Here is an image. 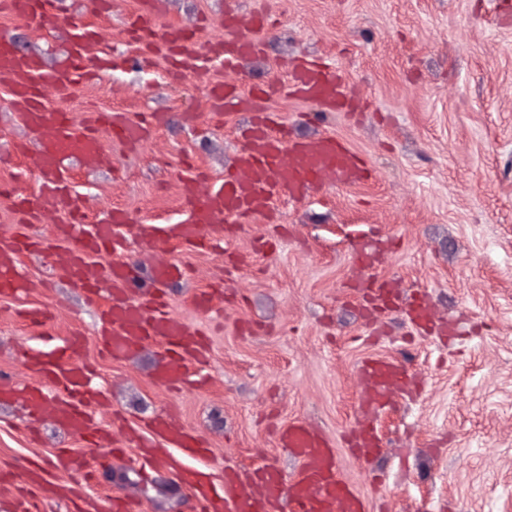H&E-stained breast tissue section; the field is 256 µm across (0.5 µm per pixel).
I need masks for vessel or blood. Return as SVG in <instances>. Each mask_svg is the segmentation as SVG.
<instances>
[{
  "label": "vessel or blood",
  "mask_w": 512,
  "mask_h": 512,
  "mask_svg": "<svg viewBox=\"0 0 512 512\" xmlns=\"http://www.w3.org/2000/svg\"><path fill=\"white\" fill-rule=\"evenodd\" d=\"M52 0H0V9L32 22L45 19ZM269 24L265 16H255L249 25H241L235 9L224 14L223 41L209 45L211 54L221 57L225 66L235 67L262 50V37ZM93 35L87 29L70 31L65 40L62 60L47 66L41 55H20L6 37H0V75L10 80L12 106L34 138L40 139L41 193L43 202L64 204L67 171L64 160L77 154L88 168L102 157L100 138L95 130L97 116H90L83 129H75L66 113L49 109L44 103L47 88L64 89L89 80L110 69V59L91 54L88 46ZM143 57L166 53L185 72H196L201 46L193 31L168 26L144 27L138 40ZM291 90L298 97L335 110L342 96L336 81L322 66L303 63L291 73ZM262 91H229L212 88L215 106L226 104L252 113V121L242 130L243 144L224 170V178L206 193H199L194 179H186L183 197L189 207L184 223L172 231L187 245L202 247L201 227L205 224H242L251 219L270 217L274 201L282 195L297 198L308 195L323 180L346 186L366 178L368 171L361 159L332 136L317 142H292L287 131L273 115L261 111ZM162 122L153 114L150 123L132 121L121 111L109 119L112 136L117 140L138 141ZM124 211L113 210L107 223L86 230L84 225L63 228L64 237L74 239V247L58 256L59 270L89 295H97L101 284H108L111 303L105 309L98 334L108 351L125 356L143 342L152 340L164 348V361L156 376L160 383L175 385L184 380L189 365L200 360V343L194 331L171 317L164 309L160 288L178 271L174 265L157 266L149 280H140L136 270L123 262L101 271L90 262L100 251L120 253L123 239L116 229L126 223ZM37 243L21 238L0 243V297H15L25 292L27 283L17 265L20 250H37ZM48 382L64 393L65 401L57 411L59 422L86 441L97 434L89 418L90 400L86 395L87 370L73 361L67 351H60L54 362L38 363ZM360 372L365 391L360 405L358 431L350 441L354 453L367 459L376 455L383 442L374 421L386 405L389 389L407 385L408 377L397 363L386 359L362 362ZM152 437L138 440L141 455L151 461L167 458L169 449L195 459L207 453L194 437L188 435L168 415L157 416L151 424ZM284 448L300 461V470L286 478L274 463L250 470L224 473L222 495H214L194 468L183 471L199 500V512H280L282 502H289L291 512H367L366 499L344 479L338 458L328 438L313 428L292 423L280 431Z\"/></svg>",
  "instance_id": "1"
}]
</instances>
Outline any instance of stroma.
Wrapping results in <instances>:
<instances>
[{"label": "stroma", "mask_w": 512, "mask_h": 512, "mask_svg": "<svg viewBox=\"0 0 512 512\" xmlns=\"http://www.w3.org/2000/svg\"><path fill=\"white\" fill-rule=\"evenodd\" d=\"M56 16L32 23L0 13V36L23 54L55 64L67 31L89 27L93 52L119 59L102 79L47 91L45 103L82 125L86 114L152 112L165 123L136 145L99 126L103 162L93 170L67 160L70 200L42 209L30 235L55 240L72 208L86 223L126 211L120 233L125 262L138 271L175 263L185 277L165 285L167 310L203 333L205 364L191 366L178 390L155 379L162 349L143 343L132 356L102 353L95 324L109 293L88 301L57 275V250L23 253L29 285L0 297V373L42 387L30 357L49 360L80 337L77 361L93 370L91 416L108 437L89 448L56 419L62 395L43 389V412L0 399V476L14 492L28 468L47 471L39 512H68L55 494L74 475L55 466L56 451L85 456L98 481L87 495L94 512L117 500L133 512H196L182 468L195 465L222 486L225 464L249 469L298 460L279 444L282 427L306 423L333 442L341 471L367 500L368 512H512V0H240L242 21L270 17L262 55L236 70L202 57L197 75H177L160 57L143 59L132 24L182 26L201 45L223 40L228 0H161L146 15L142 0H60ZM318 59L348 95L333 111L290 91L294 60ZM270 86L265 101L289 137L327 134L365 162L360 183L293 199L281 197L271 219L211 224L217 248L190 250L151 238L154 226L187 216L184 178L205 173L201 189L223 178L249 113L216 111L213 85ZM37 149L25 141L6 80L0 78V240L18 230L17 196L36 198ZM381 248L368 270L357 248ZM393 286L373 310L363 279ZM210 294L208 306L197 295ZM424 301L453 335L420 329L409 317ZM390 359L411 377L388 393L376 420L386 446L366 461L346 444L358 426L359 367ZM168 413L208 449L199 463L179 457L142 472L133 453L113 455L127 426Z\"/></svg>", "instance_id": "stroma-1"}]
</instances>
